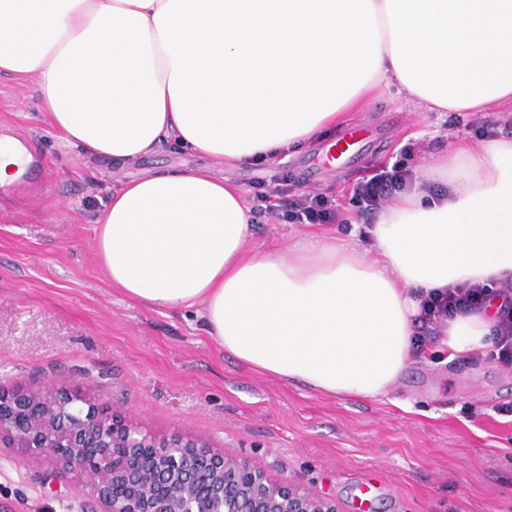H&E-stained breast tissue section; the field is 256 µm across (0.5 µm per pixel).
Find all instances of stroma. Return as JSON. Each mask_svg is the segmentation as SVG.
<instances>
[{
  "instance_id": "35a3bbf8",
  "label": "stroma",
  "mask_w": 512,
  "mask_h": 512,
  "mask_svg": "<svg viewBox=\"0 0 512 512\" xmlns=\"http://www.w3.org/2000/svg\"><path fill=\"white\" fill-rule=\"evenodd\" d=\"M34 77H0V129L31 138L50 178L32 198L0 196V384H77L104 408L155 434L205 439L254 459L272 479L336 500L342 512H512V370L481 353L444 361L422 329L421 356L386 396L322 395L261 375L225 355L194 314L156 309L113 287L94 250V221L109 189L166 169L196 167L170 144L115 163L63 143L41 118ZM366 149L354 167L325 161L327 129L309 146L263 165L212 164L246 201L275 168L302 191L329 193L346 217L328 232L348 237L350 188L379 165L420 169L456 135L481 126L512 133V108L444 115L373 94L355 119ZM82 476L56 475L21 448L0 447V502L12 512H89Z\"/></svg>"
}]
</instances>
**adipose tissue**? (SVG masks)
<instances>
[{
	"label": "adipose tissue",
	"mask_w": 512,
	"mask_h": 512,
	"mask_svg": "<svg viewBox=\"0 0 512 512\" xmlns=\"http://www.w3.org/2000/svg\"><path fill=\"white\" fill-rule=\"evenodd\" d=\"M0 75L35 76L69 145L123 162L170 142L206 158L114 189L95 246L110 283L199 309L241 364L327 395L385 396L417 354L429 292L512 280V136L449 145L366 230L244 246L253 213L213 175L349 121L365 93L428 112L512 106V0H0ZM496 307L444 320L484 351Z\"/></svg>",
	"instance_id": "obj_1"
}]
</instances>
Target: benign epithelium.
Instances as JSON below:
<instances>
[{
	"mask_svg": "<svg viewBox=\"0 0 512 512\" xmlns=\"http://www.w3.org/2000/svg\"><path fill=\"white\" fill-rule=\"evenodd\" d=\"M89 478L96 512H339L330 498L268 479L204 440L159 437L100 410L77 389L0 388V444Z\"/></svg>",
	"mask_w": 512,
	"mask_h": 512,
	"instance_id": "benign-epithelium-1",
	"label": "benign epithelium"
}]
</instances>
